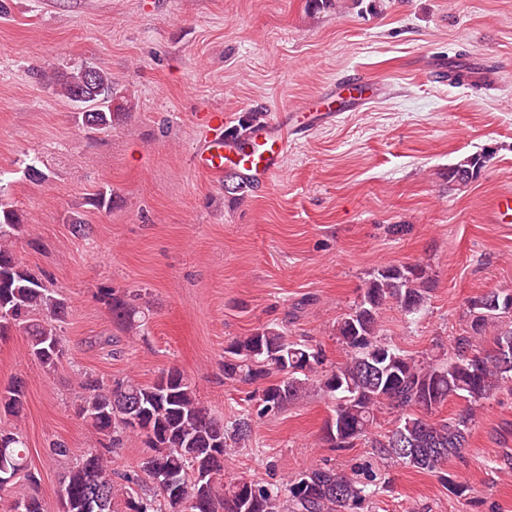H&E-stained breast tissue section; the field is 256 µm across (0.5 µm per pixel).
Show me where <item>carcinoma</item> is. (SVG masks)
Instances as JSON below:
<instances>
[{
    "label": "carcinoma",
    "mask_w": 512,
    "mask_h": 512,
    "mask_svg": "<svg viewBox=\"0 0 512 512\" xmlns=\"http://www.w3.org/2000/svg\"><path fill=\"white\" fill-rule=\"evenodd\" d=\"M55 95L77 107L81 127L104 130L123 117L115 104L111 74L84 66L52 82ZM489 154L471 155L448 167V181L476 178ZM97 212L114 205L112 189L90 194ZM74 236L90 235L80 213L68 217ZM27 220L0 202V337L21 330L29 354L54 371L66 356L60 323L67 301L23 264L15 242ZM434 285L421 263L378 268L361 288L354 307L336 323L344 362L328 369L318 348L293 341L277 324H267L224 348V380L258 385L253 409L231 421L215 416L198 398L192 382L171 368L149 383L134 378L107 385L85 374L78 387L77 416L95 442L74 456L58 495L63 512H364L383 489L372 473L315 465L281 482L228 477L225 458L245 446L256 420L275 415L319 388L333 404L323 441L341 451L370 439L378 414L396 415L390 430L372 441L382 459L436 473L467 447L483 404L512 386V291L491 290L466 300V324L445 361L417 360L382 339L380 310L390 302L405 316L420 312ZM120 330L137 329L146 319L141 294L106 287L97 293ZM490 338L492 350L476 345ZM26 382L15 378L0 392V412H21ZM452 399L467 408L454 418L432 420V412ZM127 435L144 438L147 453L132 470L114 478L109 454ZM29 450L22 434L0 429V474L10 478L0 491L28 472ZM11 512H44L34 495L15 499Z\"/></svg>",
    "instance_id": "1"
}]
</instances>
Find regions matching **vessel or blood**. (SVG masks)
Returning a JSON list of instances; mask_svg holds the SVG:
<instances>
[{"instance_id":"obj_1","label":"vessel or blood","mask_w":512,"mask_h":512,"mask_svg":"<svg viewBox=\"0 0 512 512\" xmlns=\"http://www.w3.org/2000/svg\"><path fill=\"white\" fill-rule=\"evenodd\" d=\"M372 94L367 80L361 74L352 73L338 77L333 87L301 104L288 119L278 116L242 131L230 125L223 113H210L194 147L193 165L213 178L231 175L241 185L266 188L281 170L288 149L299 133L337 123L341 107H364ZM488 221L512 223L511 191L491 201Z\"/></svg>"}]
</instances>
